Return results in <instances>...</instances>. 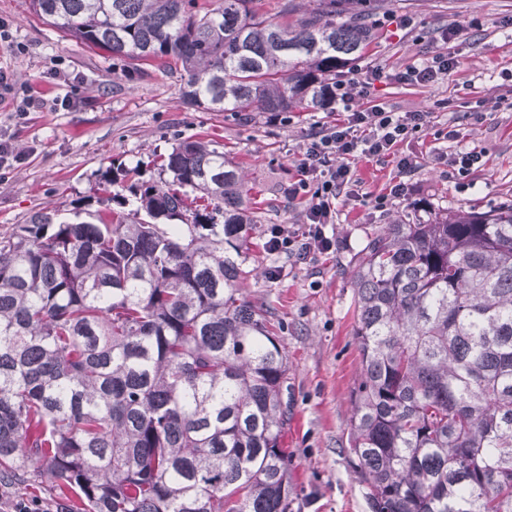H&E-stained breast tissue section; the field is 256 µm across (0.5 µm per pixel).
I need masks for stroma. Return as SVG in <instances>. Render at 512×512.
I'll use <instances>...</instances> for the list:
<instances>
[{"label":"stroma","mask_w":512,"mask_h":512,"mask_svg":"<svg viewBox=\"0 0 512 512\" xmlns=\"http://www.w3.org/2000/svg\"><path fill=\"white\" fill-rule=\"evenodd\" d=\"M392 14L409 19V27L376 29L349 72L380 65L395 73L440 52L462 65L429 87L392 82L377 90L375 101L394 111L427 115L423 131L401 146L417 162L412 192L383 212L358 200L340 205L326 227L336 252L299 262L270 253L265 243L272 228L306 224L307 206L289 199L288 184L310 132L335 125L336 113L297 109L273 122L262 112L184 105L178 75L124 67L38 19L31 0H0V21L11 34L0 44V62L12 70L17 91L40 102L22 118L13 98L0 102V139L21 156L0 175V233L38 213L60 222L72 220L73 208L96 210L93 188L111 166H136L142 179H157L160 155L183 140L223 144L243 171L256 224L237 286L255 308L273 312L274 333L288 353L292 418L283 445L298 493L294 512H370L349 444L351 393L361 374L350 279L367 233L400 216L422 217L423 201L482 212L512 199V0H374L371 20ZM451 27L457 35L441 41ZM451 124L461 129L460 147L487 152L467 188L437 161L448 149L441 132Z\"/></svg>","instance_id":"35a3bbf8"}]
</instances>
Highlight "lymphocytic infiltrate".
<instances>
[{
  "label": "lymphocytic infiltrate",
  "instance_id": "f902f5d3",
  "mask_svg": "<svg viewBox=\"0 0 512 512\" xmlns=\"http://www.w3.org/2000/svg\"><path fill=\"white\" fill-rule=\"evenodd\" d=\"M458 60L436 54L405 71L390 73L384 67L369 68L360 77L337 82L332 95L337 108L346 112V123L315 132L300 152L296 166L297 179L288 186L289 196H307L305 231L290 233L274 228L268 240L273 253L305 259L311 253L331 250L334 241L325 233L334 223L340 200L356 199L361 186L355 178L350 161L363 156L379 161L393 159L401 177L386 194L374 196L371 204L382 211L391 199L407 194L406 181L415 167V160L399 154L397 148L419 133L426 123L423 112H396L381 103H372L376 84L395 81L404 85H428L448 76L458 68Z\"/></svg>",
  "mask_w": 512,
  "mask_h": 512
}]
</instances>
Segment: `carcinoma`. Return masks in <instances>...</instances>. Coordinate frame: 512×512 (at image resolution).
<instances>
[{
    "label": "carcinoma",
    "instance_id": "obj_1",
    "mask_svg": "<svg viewBox=\"0 0 512 512\" xmlns=\"http://www.w3.org/2000/svg\"><path fill=\"white\" fill-rule=\"evenodd\" d=\"M311 2L280 21L254 0L31 5L177 72L183 103L239 113L333 105L370 27L361 0ZM159 170L130 185L133 209L109 195L87 221L36 214L0 236V481L68 488L60 512H292L288 355L236 288L243 177L203 140ZM426 215L371 230L351 278V466L371 512H512V200Z\"/></svg>",
    "mask_w": 512,
    "mask_h": 512
}]
</instances>
